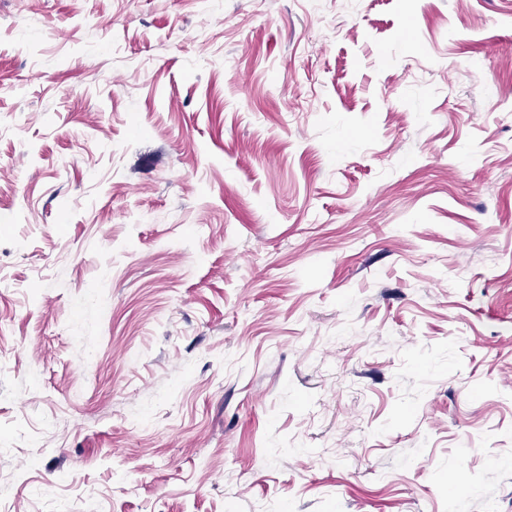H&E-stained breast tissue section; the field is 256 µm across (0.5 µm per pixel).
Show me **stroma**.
<instances>
[{
	"instance_id": "35a3bbf8",
	"label": "stroma",
	"mask_w": 512,
	"mask_h": 512,
	"mask_svg": "<svg viewBox=\"0 0 512 512\" xmlns=\"http://www.w3.org/2000/svg\"><path fill=\"white\" fill-rule=\"evenodd\" d=\"M490 502L512 0H0V512Z\"/></svg>"
}]
</instances>
